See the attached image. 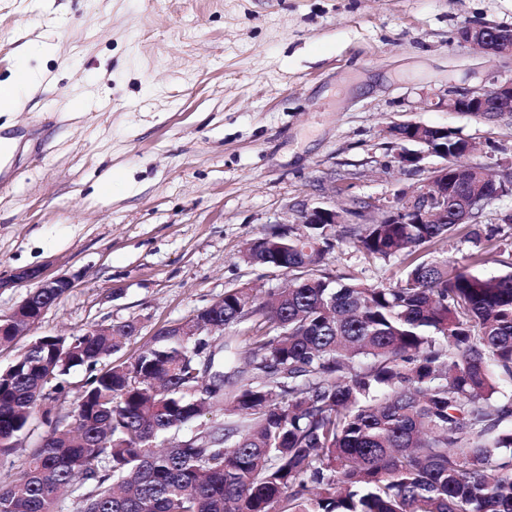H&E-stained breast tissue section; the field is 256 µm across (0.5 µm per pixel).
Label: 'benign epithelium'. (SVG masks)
<instances>
[{
    "label": "benign epithelium",
    "mask_w": 512,
    "mask_h": 512,
    "mask_svg": "<svg viewBox=\"0 0 512 512\" xmlns=\"http://www.w3.org/2000/svg\"><path fill=\"white\" fill-rule=\"evenodd\" d=\"M455 39L463 46L477 48L497 58L512 59V28L486 24H469L457 29ZM443 105L450 112H465L488 118L512 116V81L496 84L492 88L447 91ZM446 127H435L418 123L397 124L389 128V134L401 142L415 143L422 147L420 151L404 150L398 154L400 166L403 168L417 167L423 154H432L448 159V148L438 147L435 141L438 136L448 134ZM454 164L445 163L432 172L428 183L411 198L398 197L393 204L379 207L369 203L361 208L358 215L370 224L377 220L379 224H425L432 220L438 211V203L448 200V168ZM485 174L487 170L475 167ZM489 174V173H487ZM493 182L504 186L503 194H512V167L504 168L489 174ZM299 224H344L346 212L324 207H305L298 213ZM76 277L57 275L46 277L39 270H21L8 276H0V289L9 288L19 283L33 282L35 290L30 292L19 306L32 305L35 293L63 288L67 291L75 286Z\"/></svg>",
    "instance_id": "benign-epithelium-1"
}]
</instances>
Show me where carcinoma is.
I'll list each match as a JSON object with an SVG mask.
<instances>
[{
  "label": "carcinoma",
  "instance_id": "carcinoma-1",
  "mask_svg": "<svg viewBox=\"0 0 512 512\" xmlns=\"http://www.w3.org/2000/svg\"><path fill=\"white\" fill-rule=\"evenodd\" d=\"M448 181L442 223L355 230L369 258H402L394 286L338 283L322 271L335 225L307 224L243 252L288 270V285L259 304L224 292L207 312L224 322L219 345L189 335L190 318L100 372L134 324L37 337L0 371V458L26 437L42 392L55 399L75 367L87 378L75 430L43 418L26 470L0 484V512H57L67 489L76 512H512V272H475L481 249L425 258L463 228L459 208L476 213L498 186L463 164ZM215 407L220 424L201 423ZM193 422L185 444L157 448Z\"/></svg>",
  "mask_w": 512,
  "mask_h": 512
}]
</instances>
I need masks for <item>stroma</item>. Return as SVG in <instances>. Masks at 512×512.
Masks as SVG:
<instances>
[{
  "label": "stroma",
  "instance_id": "stroma-1",
  "mask_svg": "<svg viewBox=\"0 0 512 512\" xmlns=\"http://www.w3.org/2000/svg\"><path fill=\"white\" fill-rule=\"evenodd\" d=\"M468 23L512 27V0H0V80L44 75L0 161V275L75 276L42 334L138 320L103 369L225 291L266 298L286 277L243 262L248 243L296 231L304 206L412 196L441 165L401 168L389 126H445L467 163H512V120L436 103L512 80L511 60L454 41ZM510 211L512 194L480 218V273L512 260ZM323 269L392 284L404 266L339 231Z\"/></svg>",
  "mask_w": 512,
  "mask_h": 512
}]
</instances>
